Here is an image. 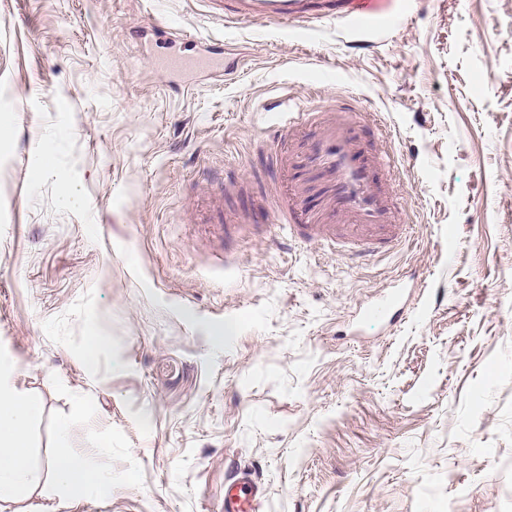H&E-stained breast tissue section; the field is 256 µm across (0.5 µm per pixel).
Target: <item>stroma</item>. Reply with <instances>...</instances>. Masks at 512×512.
Masks as SVG:
<instances>
[{
    "instance_id": "1",
    "label": "stroma",
    "mask_w": 512,
    "mask_h": 512,
    "mask_svg": "<svg viewBox=\"0 0 512 512\" xmlns=\"http://www.w3.org/2000/svg\"><path fill=\"white\" fill-rule=\"evenodd\" d=\"M210 47L238 69H170ZM283 98L390 130L409 245L271 237L223 270L207 225L253 187L203 225L198 190ZM402 271L399 320L357 325ZM0 356L39 406L32 464L64 443L115 482L0 512H213L243 470L260 512H512V0L285 33L204 0H0Z\"/></svg>"
}]
</instances>
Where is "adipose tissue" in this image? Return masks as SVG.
<instances>
[{
  "mask_svg": "<svg viewBox=\"0 0 512 512\" xmlns=\"http://www.w3.org/2000/svg\"><path fill=\"white\" fill-rule=\"evenodd\" d=\"M16 365L0 359V500L27 493L47 472L56 487L71 495L112 494V477L93 470L87 459L67 447L57 448L43 470L32 467L27 436L38 413L36 402L14 383Z\"/></svg>",
  "mask_w": 512,
  "mask_h": 512,
  "instance_id": "1",
  "label": "adipose tissue"
}]
</instances>
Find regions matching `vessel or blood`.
Returning a JSON list of instances; mask_svg holds the SVG:
<instances>
[{"instance_id": "1", "label": "vessel or blood", "mask_w": 512, "mask_h": 512, "mask_svg": "<svg viewBox=\"0 0 512 512\" xmlns=\"http://www.w3.org/2000/svg\"><path fill=\"white\" fill-rule=\"evenodd\" d=\"M210 12L234 22L258 20L282 27L312 25L335 17L376 24L395 0H205ZM362 115L340 102L326 112L288 110L263 138L262 168L275 188L255 202L268 223L291 239L322 250L371 260L409 241L386 169V145L369 144ZM260 490L250 476L224 498V512H258Z\"/></svg>"}]
</instances>
